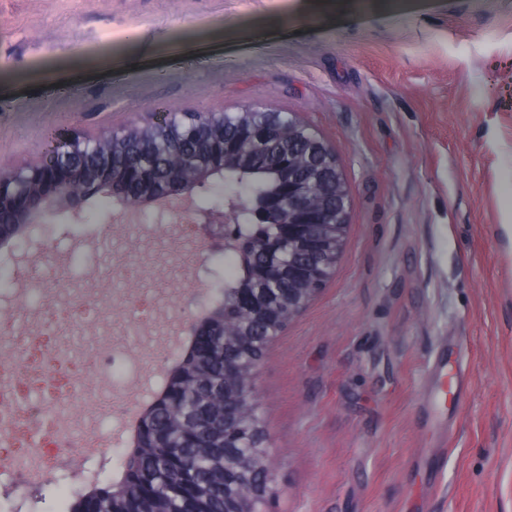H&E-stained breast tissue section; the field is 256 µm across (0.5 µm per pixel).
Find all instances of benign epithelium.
<instances>
[{
	"label": "benign epithelium",
	"mask_w": 512,
	"mask_h": 512,
	"mask_svg": "<svg viewBox=\"0 0 512 512\" xmlns=\"http://www.w3.org/2000/svg\"><path fill=\"white\" fill-rule=\"evenodd\" d=\"M267 112L258 105L242 107L240 113L250 115L251 119L236 123L230 138L220 142L219 154L248 152L262 142L288 135L300 137L309 163H300L291 153L283 156L281 165L290 171V177L268 203L256 201L246 191L212 206L193 205L195 197L215 187L216 178H224V168L192 150L195 131L185 128L184 115L169 112L151 121L132 122L119 130L75 135L53 147L35 164L0 165V250H13L9 242L20 233L28 236V244L47 249V233L35 239L31 237L32 230L44 228L48 216L57 211H66L78 220L90 199L106 196L113 206L111 224L136 223L143 212L153 209L167 224H203L208 235L224 248L249 251L257 248L259 242L239 238L234 225L241 223V215L250 213L258 222L282 225L284 235L302 237L309 253H320L323 241L315 228L334 224L342 240L349 224L350 195L340 163L332 147L296 114H288V123L284 124L260 119ZM196 116L200 128L224 125L222 110L198 112ZM158 128L165 129L159 140L150 135ZM117 142H125L131 149L116 155L112 147ZM335 267L334 261L290 265L291 279L302 284L309 296L300 303L294 290L288 289L289 319L306 308ZM194 299L200 313L189 321L188 330L196 348L215 353L223 363L227 420L237 414L241 401L255 400V375L243 377L238 353L225 347L221 333L206 326L209 319L222 312L223 303L205 289L197 291ZM237 303L246 310L257 308L254 290L241 285ZM224 466L235 478L246 466L229 439L224 440ZM224 512H263V508L252 496H236L225 501Z\"/></svg>",
	"instance_id": "1"
}]
</instances>
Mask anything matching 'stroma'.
I'll list each match as a JSON object with an SVG mask.
<instances>
[{
	"instance_id": "35a3bbf8",
	"label": "stroma",
	"mask_w": 512,
	"mask_h": 512,
	"mask_svg": "<svg viewBox=\"0 0 512 512\" xmlns=\"http://www.w3.org/2000/svg\"><path fill=\"white\" fill-rule=\"evenodd\" d=\"M296 113L334 148L349 228L320 294L255 376L275 494L266 512H512V0H0V164L152 113ZM49 218L27 287L0 309L24 357L12 396L101 404L99 345L140 356L128 397L160 391L189 339L191 295L222 280L200 225ZM463 396L429 400L433 365ZM56 486L78 489L44 442Z\"/></svg>"
}]
</instances>
